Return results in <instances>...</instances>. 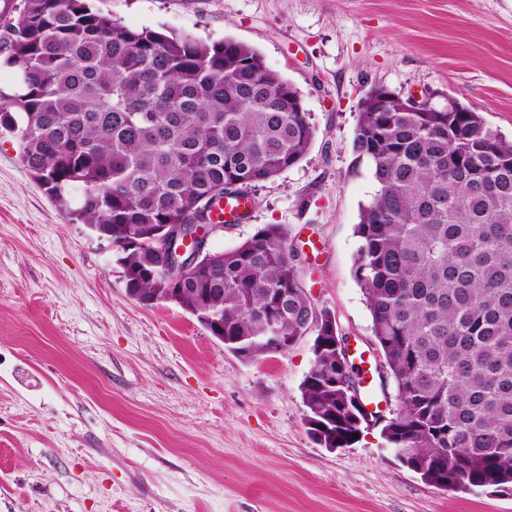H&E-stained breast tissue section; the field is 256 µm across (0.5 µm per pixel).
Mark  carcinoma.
Masks as SVG:
<instances>
[{
	"label": "carcinoma",
	"mask_w": 512,
	"mask_h": 512,
	"mask_svg": "<svg viewBox=\"0 0 512 512\" xmlns=\"http://www.w3.org/2000/svg\"><path fill=\"white\" fill-rule=\"evenodd\" d=\"M0 55L17 91L0 92V129L71 223L111 232L124 272L157 262L131 235L189 224L217 195L254 194L298 164L314 126L299 91L253 47L226 39L134 30L88 0H21L0 18ZM459 112L388 111L361 102L355 160L375 184L360 212L354 275L374 344L404 415L382 432L421 448L414 467L439 488L512 491V140L453 100ZM80 190L78 199L71 191ZM185 288H216L224 347L262 355L264 334L341 342L304 290L301 261L267 224ZM340 348L303 381L307 422L330 450L354 444L350 380Z\"/></svg>",
	"instance_id": "obj_1"
}]
</instances>
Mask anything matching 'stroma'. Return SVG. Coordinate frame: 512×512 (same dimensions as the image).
I'll use <instances>...</instances> for the list:
<instances>
[{
	"label": "stroma",
	"instance_id": "stroma-1",
	"mask_svg": "<svg viewBox=\"0 0 512 512\" xmlns=\"http://www.w3.org/2000/svg\"><path fill=\"white\" fill-rule=\"evenodd\" d=\"M134 29L233 39L300 92L307 155L216 235L279 224L318 310L356 352L371 317L354 226L375 190L355 166L374 87L455 98L512 138V0H93ZM313 335L244 360L194 315L130 298L118 253L69 223L0 134V512H512V493L424 483L380 426L320 446L302 383Z\"/></svg>",
	"mask_w": 512,
	"mask_h": 512
}]
</instances>
